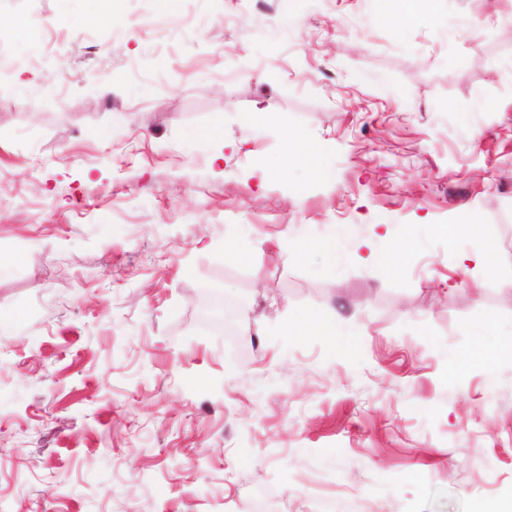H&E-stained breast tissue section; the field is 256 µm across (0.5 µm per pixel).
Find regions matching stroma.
I'll return each mask as SVG.
<instances>
[{
  "instance_id": "35a3bbf8",
  "label": "stroma",
  "mask_w": 512,
  "mask_h": 512,
  "mask_svg": "<svg viewBox=\"0 0 512 512\" xmlns=\"http://www.w3.org/2000/svg\"><path fill=\"white\" fill-rule=\"evenodd\" d=\"M433 8L397 32V0H0V254L30 257L0 268V512L512 501V361L467 357L470 322L512 341V0ZM288 129L328 179L279 172ZM463 204L493 277L443 231ZM329 237L337 275L296 249ZM298 308L352 353L288 335ZM291 320L287 324L290 335L324 336L336 350L348 353L354 342L356 332L352 325L341 318H324L320 315L303 309H296L289 313Z\"/></svg>"
}]
</instances>
